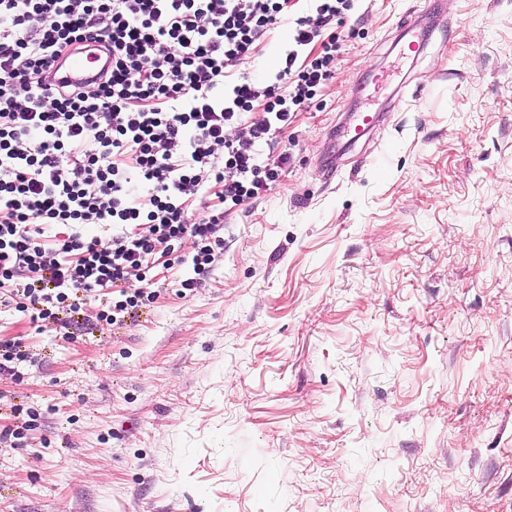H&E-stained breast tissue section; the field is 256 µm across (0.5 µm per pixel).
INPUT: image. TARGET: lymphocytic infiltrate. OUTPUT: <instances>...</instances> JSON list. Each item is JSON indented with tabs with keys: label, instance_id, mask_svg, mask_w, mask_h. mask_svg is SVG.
I'll return each instance as SVG.
<instances>
[{
	"label": "lymphocytic infiltrate",
	"instance_id": "obj_1",
	"mask_svg": "<svg viewBox=\"0 0 512 512\" xmlns=\"http://www.w3.org/2000/svg\"><path fill=\"white\" fill-rule=\"evenodd\" d=\"M289 2L0 0L1 303L66 329L83 297L120 288L112 312L132 319L160 294L147 277L157 254L189 236L195 271L215 262L228 210L288 164L284 152L263 161L261 147L336 72L351 0H317L296 19L274 81L240 72ZM315 42L320 52L300 59ZM92 43L110 69L85 86L55 85L60 58ZM258 102L262 117L247 121ZM233 124L243 131L230 139ZM207 183L221 204L188 223L185 203ZM60 224L72 234H50ZM90 224L111 227L109 246L78 234ZM63 309L70 318L58 319Z\"/></svg>",
	"mask_w": 512,
	"mask_h": 512
}]
</instances>
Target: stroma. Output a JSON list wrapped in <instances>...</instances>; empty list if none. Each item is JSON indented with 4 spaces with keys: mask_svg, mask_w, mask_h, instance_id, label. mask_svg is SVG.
I'll use <instances>...</instances> for the list:
<instances>
[{
    "mask_svg": "<svg viewBox=\"0 0 512 512\" xmlns=\"http://www.w3.org/2000/svg\"><path fill=\"white\" fill-rule=\"evenodd\" d=\"M432 9L424 51L402 19ZM284 21L241 67L273 77ZM345 50L182 295L135 321L0 307V512H512V0H352ZM386 118L353 146L363 110ZM22 347L19 341L0 342V373L14 372L17 364L29 361L28 350H22Z\"/></svg>",
    "mask_w": 512,
    "mask_h": 512,
    "instance_id": "stroma-1",
    "label": "stroma"
}]
</instances>
